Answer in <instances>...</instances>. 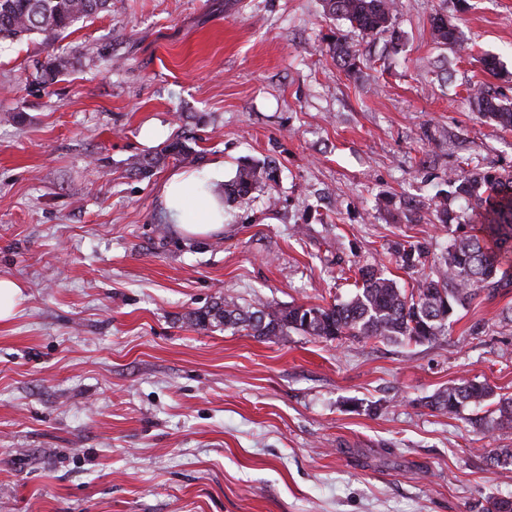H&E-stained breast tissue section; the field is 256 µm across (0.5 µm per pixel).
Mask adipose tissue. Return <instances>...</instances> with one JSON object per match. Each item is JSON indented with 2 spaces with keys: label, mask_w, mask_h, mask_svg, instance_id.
Segmentation results:
<instances>
[{
  "label": "adipose tissue",
  "mask_w": 512,
  "mask_h": 512,
  "mask_svg": "<svg viewBox=\"0 0 512 512\" xmlns=\"http://www.w3.org/2000/svg\"><path fill=\"white\" fill-rule=\"evenodd\" d=\"M170 223L189 235H206L224 227V206L195 176L175 175L162 190Z\"/></svg>",
  "instance_id": "adipose-tissue-1"
}]
</instances>
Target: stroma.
<instances>
[{"mask_svg": "<svg viewBox=\"0 0 512 512\" xmlns=\"http://www.w3.org/2000/svg\"><path fill=\"white\" fill-rule=\"evenodd\" d=\"M397 3L396 49L322 0H116L70 30L74 67L49 86L23 80L41 37L0 47V278L22 292L0 321V512H485L512 497V466L489 464L512 429L427 406L463 379L512 395V293L411 345L188 318L219 297L348 299L355 262L412 289L467 219L459 201L434 219L438 186L469 159L512 170V129L467 100L473 84L512 98V0ZM438 13L468 50L431 41ZM338 35L373 68L339 73ZM178 132L214 184L249 157L277 179L226 205L222 232L184 235L162 197L184 166L127 172ZM405 241L425 252L409 269Z\"/></svg>", "mask_w": 512, "mask_h": 512, "instance_id": "obj_1", "label": "stroma"}]
</instances>
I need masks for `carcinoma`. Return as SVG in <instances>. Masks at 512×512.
<instances>
[{
  "label": "carcinoma",
  "instance_id": "cac0c4a2",
  "mask_svg": "<svg viewBox=\"0 0 512 512\" xmlns=\"http://www.w3.org/2000/svg\"><path fill=\"white\" fill-rule=\"evenodd\" d=\"M113 0H0V42L14 43L39 35L49 46L66 37L78 22L100 12L112 11ZM328 18L341 22L366 37L388 35L399 45L395 24L396 0H323ZM432 40L449 48L462 47L459 31L440 15L430 21ZM336 65L347 75L368 66L358 50L341 38L332 45ZM71 54L61 51L48 58L26 77L35 85H47L66 75ZM474 112L492 118L503 128H512V101L486 85L470 89ZM168 158L195 166L200 157L180 136L170 139L154 154L136 156L128 168L146 178ZM276 163L245 158L224 191H213L230 202L244 199L260 185L276 181ZM460 199L471 215L465 230L452 240L446 256L411 291L399 287L376 265L358 267L360 286L347 301L322 305L241 306L219 299L190 315L203 329L245 331L266 340L295 332L326 340L348 337L359 340L386 339L407 344L431 342L445 335L454 311L483 294L491 299L512 291V171L476 162L462 174L448 178V189L434 196L435 214L448 223V201ZM405 268L421 262L424 253L415 246L398 250ZM494 396L483 381L464 380L436 392L427 406L442 414L458 416L471 407L479 410ZM484 433L512 429V397L500 398L488 415L475 419Z\"/></svg>",
  "mask_w": 512,
  "mask_h": 512
}]
</instances>
